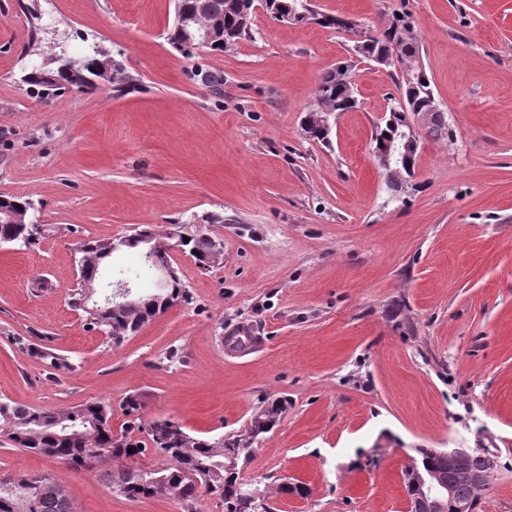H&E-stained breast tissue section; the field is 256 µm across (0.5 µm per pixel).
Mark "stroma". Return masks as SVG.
I'll list each match as a JSON object with an SVG mask.
<instances>
[{
    "instance_id": "obj_1",
    "label": "stroma",
    "mask_w": 512,
    "mask_h": 512,
    "mask_svg": "<svg viewBox=\"0 0 512 512\" xmlns=\"http://www.w3.org/2000/svg\"><path fill=\"white\" fill-rule=\"evenodd\" d=\"M315 4L354 30L260 11L253 39L188 55L165 39L174 0H0V195L31 201L46 227L0 248V399L101 400L117 432L123 399L138 394L145 421L218 438L284 397L243 470L274 512H404L419 449L458 447L496 455L481 512H512V0ZM403 12L454 138L423 139L414 186L394 197L372 154L399 95L388 73L356 62L360 106L333 118L329 143L301 123L356 32ZM97 46L133 89L48 96L22 81L52 55ZM206 213L224 217L205 227L223 260L205 270L170 254L188 301L117 346L88 328L69 302L76 245L143 224L163 235ZM119 268L152 287L132 249L106 261L96 298ZM51 352L69 368H52ZM1 471L52 475L77 512L187 510L125 498L97 472L0 436ZM286 482L307 497L278 494Z\"/></svg>"
}]
</instances>
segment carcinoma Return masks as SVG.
Returning <instances> with one entry per match:
<instances>
[{
	"label": "carcinoma",
	"mask_w": 512,
	"mask_h": 512,
	"mask_svg": "<svg viewBox=\"0 0 512 512\" xmlns=\"http://www.w3.org/2000/svg\"><path fill=\"white\" fill-rule=\"evenodd\" d=\"M208 16L224 20V41L210 47L212 51H224L239 40L252 36L254 4L240 0H207ZM265 9L275 21L280 17L293 15L294 24L315 23L327 28L350 30L351 21L340 16L320 12L312 0H268ZM413 21L410 16H394L383 28L370 33L355 52L367 61L398 51L399 69L395 76L400 98L394 100L389 112H422L440 107L432 88L427 69L419 68L421 57L419 42L412 36ZM351 71V64L342 62L337 67L321 74L316 88L317 107L308 110L305 119L311 123L309 136L317 141H327L321 134L320 116H332L336 112H348L358 105V98L342 82L344 73ZM42 76L28 72L24 82L56 91L65 84H76L79 79L54 67L40 70ZM224 218L206 215L176 228L184 231L188 243L184 250L205 267V258L210 245L204 244L194 234L198 224H222ZM42 235L38 231L30 234L23 224H0V242L9 239L13 243L28 245ZM160 235L148 225L129 235L128 248L136 249L144 240L161 245ZM82 268L79 269L77 292L74 305L83 311L86 324L103 333L106 340L118 344L127 336L137 332L147 322L164 313L174 301L187 300V291L180 278L168 284L163 290L144 295L135 307H117L94 315L83 306V295L100 275L102 263L112 256V240H88L80 243ZM125 429L118 436L112 433V407L103 402L46 410L0 401V434L15 447L34 454L65 460L72 469L92 468L98 470L109 489L128 499L176 498L192 506L199 491L219 497L224 503V512H258L254 495L269 498L264 492L247 493L252 484L243 480L238 473L215 474L214 467L225 456H243L253 447L260 436L270 432L281 420L288 407L285 398L267 399L250 418L247 427L240 434L229 435L219 441L211 437H197L182 426L170 420H155L147 427V435L154 452L170 461L169 466L147 469L139 466L137 458L146 451L145 445L131 438L134 431H142L143 403L137 394L125 397L123 401ZM101 448L97 459L87 463L84 452L87 448ZM133 452H128V449ZM420 458L416 460L420 471H441L448 474V485L452 495L448 499L449 510L457 503H466L469 512H479L481 499L473 494L469 482L457 471L448 472V464L438 451L419 448ZM129 460L130 466L112 471V462ZM0 512H76L63 486L48 474L18 471L10 483L0 484Z\"/></svg>",
	"instance_id": "cac0c4a2"
}]
</instances>
